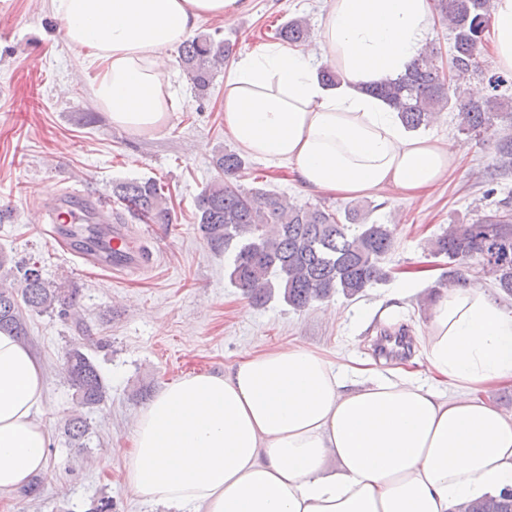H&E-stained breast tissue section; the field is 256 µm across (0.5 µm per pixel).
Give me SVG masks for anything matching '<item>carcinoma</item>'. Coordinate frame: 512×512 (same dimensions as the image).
<instances>
[{
	"mask_svg": "<svg viewBox=\"0 0 512 512\" xmlns=\"http://www.w3.org/2000/svg\"><path fill=\"white\" fill-rule=\"evenodd\" d=\"M435 9L451 32L448 69L441 51L425 44L404 74L387 79L369 92L387 102L409 130L428 127L440 112L458 113L459 130L474 137L494 133L495 160L512 168V133H496L497 123L512 121V100L496 91L507 79L488 77L494 94L474 99L464 84L482 73L478 52L491 18L493 0H434ZM278 39L291 45L309 42L311 27L304 17L288 20L276 30ZM232 54L224 40L200 33L179 48L182 71L195 88L209 89L218 68ZM218 176L195 198V221L210 250L236 251L227 272L235 287L256 305L279 296L295 310L336 293L351 299L386 280L382 262L393 247L394 232L387 224H369L356 207L335 212L322 205L293 203L284 195L260 187L244 189L239 179L246 161L233 150L214 160ZM112 197L123 212L145 224H171L173 218L165 186L154 178L133 179L112 185ZM512 204L484 214L472 223L450 224L431 242L435 257L448 259V280L469 281L472 265L495 276L496 286L512 297ZM8 259L0 254V330L21 338L28 335L30 314L57 313L83 330L78 313L81 288L73 282L51 283L43 278L39 262L26 264L15 282ZM86 344L73 343L62 356V371L74 390L77 406L89 412L107 399L98 366L84 352ZM90 420L75 413L64 422V435L72 448L87 447ZM455 512H512V492L466 502Z\"/></svg>",
	"mask_w": 512,
	"mask_h": 512,
	"instance_id": "obj_1",
	"label": "carcinoma"
}]
</instances>
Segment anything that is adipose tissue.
<instances>
[{
    "label": "adipose tissue",
    "instance_id": "obj_1",
    "mask_svg": "<svg viewBox=\"0 0 512 512\" xmlns=\"http://www.w3.org/2000/svg\"><path fill=\"white\" fill-rule=\"evenodd\" d=\"M247 0H50L115 127L162 128L174 109L166 51ZM430 0H324L320 61L270 44L224 80V127L244 153L291 168L306 190L414 199L453 154L408 131L367 88L427 42ZM492 62L512 74V0H494ZM341 80L324 87L317 63ZM430 382L398 368L360 379L304 345L243 355L223 373L165 384L133 422L126 480L168 512H453L512 489V410L483 399L512 379V310L451 285L422 338ZM453 395H446V388ZM39 359L0 332V497L46 470Z\"/></svg>",
    "mask_w": 512,
    "mask_h": 512
}]
</instances>
